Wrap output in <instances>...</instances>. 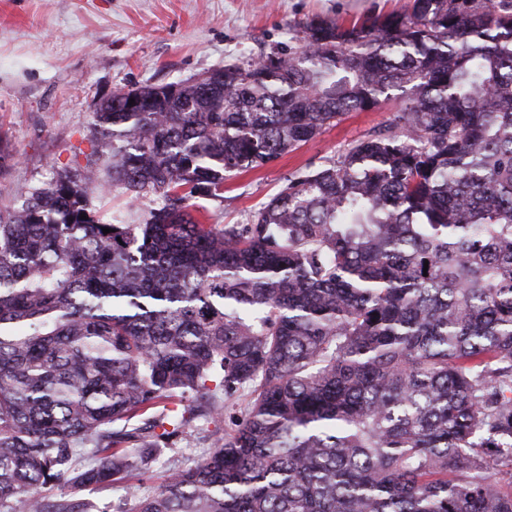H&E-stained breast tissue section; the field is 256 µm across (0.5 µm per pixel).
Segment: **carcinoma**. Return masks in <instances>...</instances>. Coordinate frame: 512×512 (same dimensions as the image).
Segmentation results:
<instances>
[{
    "label": "carcinoma",
    "mask_w": 512,
    "mask_h": 512,
    "mask_svg": "<svg viewBox=\"0 0 512 512\" xmlns=\"http://www.w3.org/2000/svg\"><path fill=\"white\" fill-rule=\"evenodd\" d=\"M291 40L112 93L85 166L0 208V512H92L54 491L129 478L126 512H512V0ZM394 96L247 223L194 215ZM116 189L161 204L110 222ZM206 427L203 430L193 429L179 433L173 437L169 449L163 453L159 464L150 480V485L157 487L165 478L169 469L184 468L197 462L210 448L211 438Z\"/></svg>",
    "instance_id": "carcinoma-1"
}]
</instances>
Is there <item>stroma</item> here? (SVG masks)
I'll use <instances>...</instances> for the list:
<instances>
[{
  "mask_svg": "<svg viewBox=\"0 0 512 512\" xmlns=\"http://www.w3.org/2000/svg\"><path fill=\"white\" fill-rule=\"evenodd\" d=\"M410 0H0V138L15 154L0 198L51 182L92 150L94 111L117 89L186 81L287 49L290 28L316 16L350 24L402 12ZM398 100L352 112L299 149L233 176L220 200L196 201L206 224H243L292 175L389 125ZM207 431L173 437L150 481L197 462Z\"/></svg>",
  "mask_w": 512,
  "mask_h": 512,
  "instance_id": "obj_1",
  "label": "stroma"
}]
</instances>
